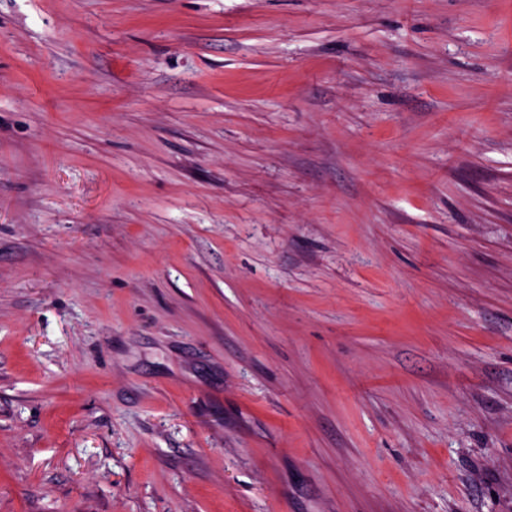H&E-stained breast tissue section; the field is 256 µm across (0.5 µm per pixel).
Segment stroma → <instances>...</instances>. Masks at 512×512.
Here are the masks:
<instances>
[{"instance_id": "stroma-1", "label": "stroma", "mask_w": 512, "mask_h": 512, "mask_svg": "<svg viewBox=\"0 0 512 512\" xmlns=\"http://www.w3.org/2000/svg\"><path fill=\"white\" fill-rule=\"evenodd\" d=\"M0 512H512V0H0Z\"/></svg>"}]
</instances>
